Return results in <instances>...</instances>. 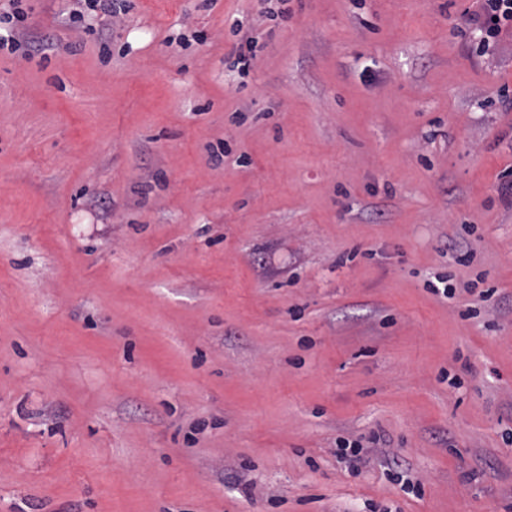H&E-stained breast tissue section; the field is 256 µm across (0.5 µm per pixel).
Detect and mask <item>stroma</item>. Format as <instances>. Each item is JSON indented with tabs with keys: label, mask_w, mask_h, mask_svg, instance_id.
<instances>
[{
	"label": "stroma",
	"mask_w": 512,
	"mask_h": 512,
	"mask_svg": "<svg viewBox=\"0 0 512 512\" xmlns=\"http://www.w3.org/2000/svg\"><path fill=\"white\" fill-rule=\"evenodd\" d=\"M29 2L0 512H512V33L479 0ZM480 9L471 17L470 21L485 36L484 43L489 44L490 39H496L504 30L512 29V1L511 0H482ZM497 18V21H493Z\"/></svg>",
	"instance_id": "stroma-1"
}]
</instances>
